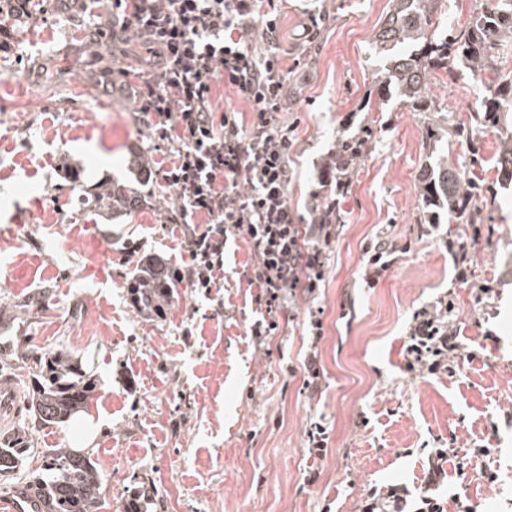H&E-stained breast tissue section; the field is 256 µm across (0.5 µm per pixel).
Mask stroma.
Listing matches in <instances>:
<instances>
[{"label":"stroma","mask_w":512,"mask_h":512,"mask_svg":"<svg viewBox=\"0 0 512 512\" xmlns=\"http://www.w3.org/2000/svg\"><path fill=\"white\" fill-rule=\"evenodd\" d=\"M387 8L388 0L282 5L280 36L300 61L282 114L293 129L292 206L304 210L319 192L317 169L339 132L367 122L374 130L317 300L325 376L312 396L300 391L309 303L297 298L287 332L257 344L253 257L242 239L224 248L222 287L181 282L165 317L152 320L133 306L128 283L148 257L185 266L183 227L170 221L175 190L152 176L141 205L123 216L80 201L94 185L129 181L132 153L154 165L166 152L139 122L123 77L97 78L109 67L146 68L137 41L89 44L94 20L78 10L69 19L37 11L16 25L18 51L0 52V379H12L18 410L0 420V438L24 426L30 435L23 467L0 476V499L30 483L48 450L70 445L69 422L35 425L28 407L36 359L65 350L95 382L87 412L101 429L84 453L112 512L140 477L153 485L152 512H363L376 488L402 484L419 495L434 448L449 458L447 512H457L456 494L471 512H512V188L499 190L490 237L458 281L446 225L426 231L418 222L427 113L358 109L380 70L371 39ZM319 14L315 39H300L302 22ZM382 233L411 250L361 288L364 248ZM482 284L495 290L490 302L476 299ZM447 293L464 343L488 345L489 356L452 377L403 373L413 312ZM314 420L331 432L316 464L305 448ZM485 444L492 452L482 465L454 472L452 458Z\"/></svg>","instance_id":"stroma-1"}]
</instances>
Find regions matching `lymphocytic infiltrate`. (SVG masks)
Returning a JSON list of instances; mask_svg holds the SVG:
<instances>
[{
    "mask_svg": "<svg viewBox=\"0 0 512 512\" xmlns=\"http://www.w3.org/2000/svg\"><path fill=\"white\" fill-rule=\"evenodd\" d=\"M96 41L124 32L135 38L151 64L140 73L136 110L158 140L171 148L163 180L177 192L175 223L188 240L185 273L194 287H218L224 277L228 237L243 239L253 256L248 283L258 290L262 317L251 327L257 342L277 335L297 296L311 300L310 342L301 389L321 385L318 344L323 310L314 301L325 285L335 225L325 223L339 198L313 196L312 220L302 223L288 198L293 145L279 120L288 98L287 49L279 41L275 0H93ZM231 86L249 107L250 124L236 110L215 116L214 82ZM453 300L440 297L413 314L403 345V369L412 376L455 373L473 361L460 331L447 316ZM447 460L428 456L424 486L409 503L407 487L371 492L364 512H445L435 492Z\"/></svg>",
    "mask_w": 512,
    "mask_h": 512,
    "instance_id": "f902f5d3",
    "label": "lymphocytic infiltrate"
}]
</instances>
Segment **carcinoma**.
<instances>
[{"mask_svg":"<svg viewBox=\"0 0 512 512\" xmlns=\"http://www.w3.org/2000/svg\"><path fill=\"white\" fill-rule=\"evenodd\" d=\"M441 0H389V10L372 39V49L383 56L384 68L361 110L384 108L392 100L417 112H439L431 94L438 73L455 81L462 74L474 84L476 101L468 119L453 131L438 122L428 123L425 138L428 156L418 178L421 201L419 223L477 224L495 199V190L484 183L480 154L469 162L449 160L453 135L471 136L486 128L506 134L496 157L497 183L512 184V73L499 68V60L512 48V0H487L467 23L448 28L441 13ZM373 129L363 125L355 133L342 131L336 150L324 170L333 179L351 178L363 160ZM139 202V193L116 182L91 195L98 208L125 211ZM156 260L142 264L133 281V303L138 312L162 318L174 297L175 282L158 273ZM35 388L30 397L33 420L52 425L70 418L87 402L92 386L85 381L82 367L60 350L43 356L34 374ZM26 431H17L0 440V476L12 473L23 463ZM48 480L34 483L45 497L47 512H101L102 480L91 458L66 448H54L45 458ZM150 481H140L125 512H143L142 501Z\"/></svg>","mask_w":512,"mask_h":512,"instance_id":"carcinoma-1","label":"carcinoma"}]
</instances>
